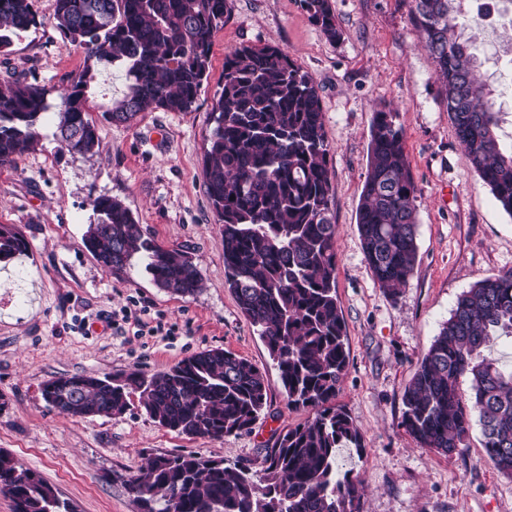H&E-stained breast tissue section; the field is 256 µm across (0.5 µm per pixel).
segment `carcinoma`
<instances>
[{"instance_id":"carcinoma-1","label":"carcinoma","mask_w":512,"mask_h":512,"mask_svg":"<svg viewBox=\"0 0 512 512\" xmlns=\"http://www.w3.org/2000/svg\"><path fill=\"white\" fill-rule=\"evenodd\" d=\"M301 2L327 40L340 38L332 0ZM459 2L409 0L410 19L473 171L512 215V144L499 139V112L476 72L484 24ZM232 9L233 0H55L56 27L84 56L55 115V136L80 155L98 145L87 101L101 66L125 80L122 96L99 105L108 122L130 124L148 110L192 111L209 76L214 34ZM40 24L35 0H0V53ZM461 29L471 36L461 38ZM51 95L21 77L0 82V166L38 144ZM396 118L374 113L357 216L365 261L390 294L408 282L417 257V189ZM210 122L203 183L224 237V285L276 362L287 405L313 415L281 432L255 469L196 454H150L126 490L139 512H360V483L336 471V450L361 447V436L336 405L349 352L336 296L331 145L318 88L278 47H239L224 54ZM91 206L95 220L83 242L104 269L138 265L164 291L198 290L201 273L189 253L157 244L116 197L100 194ZM26 250L21 234L0 224V261ZM504 337L512 341V270L457 298L404 389L401 426L419 446L451 454L467 447L476 416L487 460L511 477L512 367L487 355ZM464 376L467 400L458 387ZM268 390L257 366L213 348L150 377L51 379L42 396L62 414L88 418L123 413L137 392L161 426L221 438L252 430ZM0 492L14 512H72L51 485L2 453Z\"/></svg>"}]
</instances>
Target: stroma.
<instances>
[{
  "label": "stroma",
  "instance_id": "stroma-1",
  "mask_svg": "<svg viewBox=\"0 0 512 512\" xmlns=\"http://www.w3.org/2000/svg\"><path fill=\"white\" fill-rule=\"evenodd\" d=\"M40 25L0 53V80L19 75L55 88L53 109L84 66L54 22L55 0H36ZM343 36L326 40L300 0H233L214 35L207 81L192 111L141 113L134 124L98 122L94 154L68 151L42 122L35 149L0 167V224L27 251L0 263V451L29 468L74 512H137L126 481L150 454L191 452L259 462L284 428L312 412L288 407L267 349L224 286V239L203 187L210 111L225 53L279 47L312 76L331 144V202L338 226L336 293L349 365L336 397L359 430L360 447L340 449L339 472L360 482L361 512H512V477L486 459L480 427L467 446L443 455L419 447L401 427L404 388L459 295L512 269V215L471 170L442 101L434 63L407 0H333ZM477 70L501 108L512 141V41L500 26L483 32ZM397 112L417 188V260L397 296L378 287L364 259L357 208L375 111ZM122 200L148 236L198 262L202 287L179 296L157 288L141 268L105 270L83 236L92 197ZM143 308L148 331L111 325ZM163 334H156V324ZM223 348L265 372L266 415L251 432L189 438L160 426L138 399L109 417H71L49 407L50 379L101 377L138 369L154 374L202 350Z\"/></svg>",
  "mask_w": 512,
  "mask_h": 512
}]
</instances>
